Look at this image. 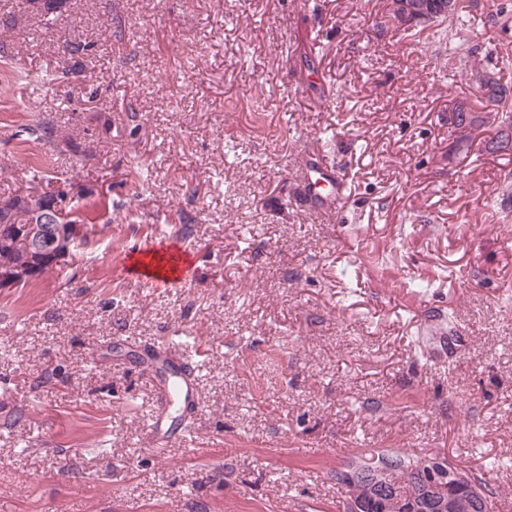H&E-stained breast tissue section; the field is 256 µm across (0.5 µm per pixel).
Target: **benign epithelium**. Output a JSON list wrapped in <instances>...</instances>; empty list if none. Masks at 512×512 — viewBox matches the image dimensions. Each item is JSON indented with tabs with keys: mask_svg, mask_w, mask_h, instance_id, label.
Returning <instances> with one entry per match:
<instances>
[{
	"mask_svg": "<svg viewBox=\"0 0 512 512\" xmlns=\"http://www.w3.org/2000/svg\"><path fill=\"white\" fill-rule=\"evenodd\" d=\"M70 184L57 185L50 199L38 195L23 196L12 202L15 213L24 215L28 222L18 232L22 253H37L47 259L61 262L69 246L82 238L86 227L77 212L71 209ZM38 267L30 264H13L0 272V288H11L22 281L32 280ZM426 468L422 473L425 491L436 502L438 512H482L485 501L478 491L467 485L464 472L448 465V457L434 453L422 456ZM391 468L377 457L354 462L344 472L346 483L369 484L386 496L385 504L390 512H399L403 503L388 496L387 475Z\"/></svg>",
	"mask_w": 512,
	"mask_h": 512,
	"instance_id": "7a95c632",
	"label": "benign epithelium"
}]
</instances>
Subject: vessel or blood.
<instances>
[{
  "mask_svg": "<svg viewBox=\"0 0 512 512\" xmlns=\"http://www.w3.org/2000/svg\"><path fill=\"white\" fill-rule=\"evenodd\" d=\"M306 191L310 200L326 203L337 202L344 195V182L340 170L327 155H319L316 163L305 176ZM204 352L193 337L175 331L158 344L141 346L138 360L160 390V414L149 426L153 444H167L180 440L182 431L168 422L167 412L173 408L193 411L197 403L195 378Z\"/></svg>",
  "mask_w": 512,
  "mask_h": 512,
  "instance_id": "1",
  "label": "vessel or blood"
}]
</instances>
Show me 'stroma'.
<instances>
[{"mask_svg": "<svg viewBox=\"0 0 512 512\" xmlns=\"http://www.w3.org/2000/svg\"><path fill=\"white\" fill-rule=\"evenodd\" d=\"M8 15L0 199L71 182L92 235L67 275L0 288V512H345L336 473L368 448L444 453L512 512V124L455 126L485 99L447 33L405 35L388 0ZM451 26L489 73L512 55V0ZM42 112L72 146L28 137ZM320 152L329 210L301 195ZM178 245L182 283L132 276ZM450 322L467 345L431 363L417 340ZM179 326L207 348L199 404L158 448L127 352ZM305 179L307 195L313 202L334 203L344 195L341 172L325 154L318 155L316 163L309 169ZM325 187L330 188V193L321 191Z\"/></svg>", "mask_w": 512, "mask_h": 512, "instance_id": "35a3bbf8", "label": "stroma"}]
</instances>
